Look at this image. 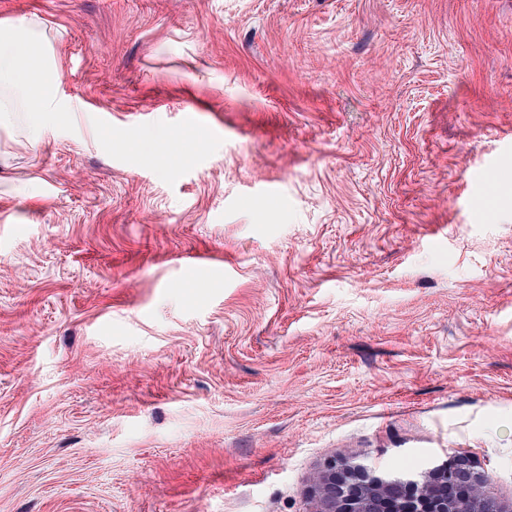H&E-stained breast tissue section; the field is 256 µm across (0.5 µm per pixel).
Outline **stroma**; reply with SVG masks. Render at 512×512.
I'll use <instances>...</instances> for the list:
<instances>
[{
    "label": "stroma",
    "instance_id": "stroma-1",
    "mask_svg": "<svg viewBox=\"0 0 512 512\" xmlns=\"http://www.w3.org/2000/svg\"><path fill=\"white\" fill-rule=\"evenodd\" d=\"M20 17L61 78L0 127V512H316L330 459L452 451L512 504V0Z\"/></svg>",
    "mask_w": 512,
    "mask_h": 512
}]
</instances>
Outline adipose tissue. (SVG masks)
Here are the masks:
<instances>
[{
	"label": "adipose tissue",
	"instance_id": "adipose-tissue-1",
	"mask_svg": "<svg viewBox=\"0 0 512 512\" xmlns=\"http://www.w3.org/2000/svg\"><path fill=\"white\" fill-rule=\"evenodd\" d=\"M60 71L53 50L27 23L0 20V127L25 113L29 139L44 133L43 116L52 111Z\"/></svg>",
	"mask_w": 512,
	"mask_h": 512
}]
</instances>
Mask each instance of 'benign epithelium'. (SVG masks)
<instances>
[{"instance_id":"benign-epithelium-1","label":"benign epithelium","mask_w":512,"mask_h":512,"mask_svg":"<svg viewBox=\"0 0 512 512\" xmlns=\"http://www.w3.org/2000/svg\"><path fill=\"white\" fill-rule=\"evenodd\" d=\"M318 512H507L489 476L455 453L411 476L376 474L364 462L331 460L318 478Z\"/></svg>"}]
</instances>
